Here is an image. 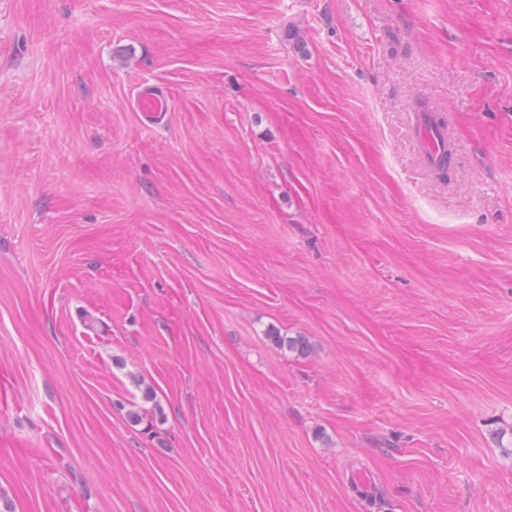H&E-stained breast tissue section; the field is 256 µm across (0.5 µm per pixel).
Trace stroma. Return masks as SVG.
<instances>
[{"instance_id":"obj_1","label":"stroma","mask_w":512,"mask_h":512,"mask_svg":"<svg viewBox=\"0 0 512 512\" xmlns=\"http://www.w3.org/2000/svg\"><path fill=\"white\" fill-rule=\"evenodd\" d=\"M510 430L512 0H0L14 512H512ZM136 104L145 118L154 125L167 123L171 111V101L166 92L153 84H142L136 97Z\"/></svg>"}]
</instances>
